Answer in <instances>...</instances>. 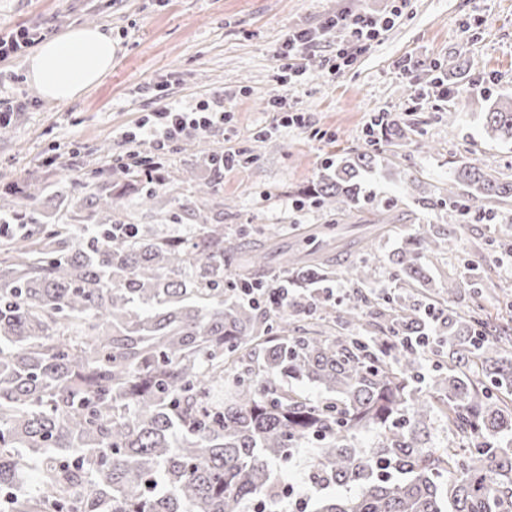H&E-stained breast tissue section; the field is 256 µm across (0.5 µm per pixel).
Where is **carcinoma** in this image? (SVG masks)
<instances>
[{"label":"carcinoma","mask_w":512,"mask_h":512,"mask_svg":"<svg viewBox=\"0 0 512 512\" xmlns=\"http://www.w3.org/2000/svg\"><path fill=\"white\" fill-rule=\"evenodd\" d=\"M484 130L512 142V98L486 106ZM379 167L374 147L346 153L301 191L329 223L308 230L310 248L276 254L286 309L267 291L282 227L244 248L213 223L224 197L212 180L198 184L194 230L180 238L121 231L118 197L92 181L72 224L41 221L34 196L6 189L4 209L36 223L0 239V512H284L289 488L275 473L309 446L310 512H512V326L486 312L481 275L465 310L461 283L428 275L460 228L416 224L379 252L400 221L363 194ZM364 199L376 216L364 233L334 252L317 246ZM509 200L512 173L462 162L417 204L463 216L480 202L474 219L496 224L490 204ZM349 247L359 258L344 299L316 302ZM384 268L431 303L376 294ZM303 314L312 328L289 334ZM425 334L437 340H405ZM304 382L325 395H305Z\"/></svg>","instance_id":"1"}]
</instances>
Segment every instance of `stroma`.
Listing matches in <instances>:
<instances>
[{"label":"stroma","mask_w":512,"mask_h":512,"mask_svg":"<svg viewBox=\"0 0 512 512\" xmlns=\"http://www.w3.org/2000/svg\"><path fill=\"white\" fill-rule=\"evenodd\" d=\"M387 0H0V30L39 28L50 39L75 26L110 30L111 71L94 88L59 104L44 98L27 75L29 54L0 62V97L22 102L10 124L0 126V195L11 185L51 199L80 192L86 180L110 187L112 166L128 153L154 154L141 137L121 132L159 106H184L222 98L233 115L209 135H187L165 157V185L142 205L146 184L134 180L123 199V219L159 233L182 236L192 200L190 173L212 153L234 152L243 165L222 172L225 226L252 239L279 224L320 225V210L299 207L295 192L331 171L337 154L366 147V125L377 113L396 120L404 137L393 159L394 175H380L365 189L398 201L408 218L396 247L417 223L413 197L446 184L458 160L485 161L512 169V146L490 140L483 130L485 100L512 96V0H407L379 41L355 49L352 63L333 66L338 30L306 54L302 82L284 85L283 42L294 28H323L341 11L384 13ZM463 63L451 94L436 85L441 69ZM286 97L290 110L305 113L304 127L270 132L271 100ZM456 120H449V112ZM430 142L426 154L419 145ZM60 164L46 165L47 157ZM417 177L405 195L396 176ZM496 239V227L468 223L458 254L435 263L437 280H467L471 265L483 267L495 285L486 298L492 315L512 318L504 290L512 271Z\"/></svg>","instance_id":"stroma-1"}]
</instances>
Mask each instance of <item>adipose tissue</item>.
<instances>
[{
  "label": "adipose tissue",
  "mask_w": 512,
  "mask_h": 512,
  "mask_svg": "<svg viewBox=\"0 0 512 512\" xmlns=\"http://www.w3.org/2000/svg\"><path fill=\"white\" fill-rule=\"evenodd\" d=\"M114 46L101 27H77L43 42L28 78L47 99L67 103L98 85L112 68Z\"/></svg>",
  "instance_id": "obj_1"
}]
</instances>
